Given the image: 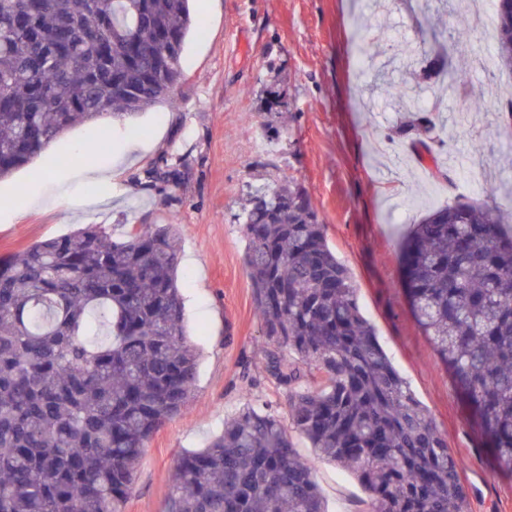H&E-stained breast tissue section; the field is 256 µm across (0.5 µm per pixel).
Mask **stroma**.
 Wrapping results in <instances>:
<instances>
[{"label": "stroma", "mask_w": 512, "mask_h": 512, "mask_svg": "<svg viewBox=\"0 0 512 512\" xmlns=\"http://www.w3.org/2000/svg\"><path fill=\"white\" fill-rule=\"evenodd\" d=\"M203 32L190 38L173 102L128 122L76 127L0 180V256L83 224H171L180 239L178 287L186 339L200 355L188 405L149 442L122 512H165L177 456L206 448L244 403L289 420L288 397L266 370L262 325L244 264L239 216L248 195L291 176L310 196L329 245L350 270L363 314L457 464L470 512H512V469L489 453L468 407L416 323L403 286L399 242L427 211L461 197H512V133L492 53L465 17V0H193ZM465 43L466 56L456 46ZM464 71L440 92L416 73L436 48ZM282 105L268 112L270 92ZM481 110H474V100ZM438 113L441 145L421 159L395 128L406 102ZM102 141L97 163L112 182L86 193L78 145ZM175 164L173 182L145 170ZM451 166L452 181L431 177ZM17 211L5 201L29 182ZM328 512H364L366 494L336 465L316 464Z\"/></svg>", "instance_id": "1"}]
</instances>
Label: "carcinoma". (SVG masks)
<instances>
[{
  "label": "carcinoma",
  "mask_w": 512,
  "mask_h": 512,
  "mask_svg": "<svg viewBox=\"0 0 512 512\" xmlns=\"http://www.w3.org/2000/svg\"><path fill=\"white\" fill-rule=\"evenodd\" d=\"M191 0H0V179L77 124L170 101ZM512 71V0H494ZM395 134L428 152L434 113ZM267 371L282 420L250 403L176 462L166 512H325L315 463L347 469L366 512H469L448 444L365 317L309 195L290 177L240 215ZM171 224H102L0 261V512H121L144 449L193 397ZM413 316L499 464L512 469V228L469 200L428 212L400 243Z\"/></svg>",
  "instance_id": "1"
}]
</instances>
